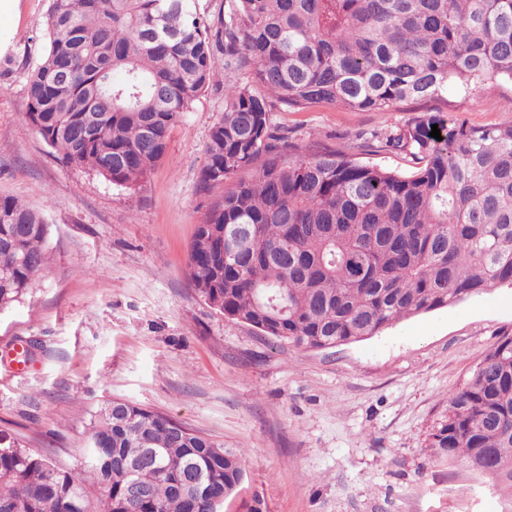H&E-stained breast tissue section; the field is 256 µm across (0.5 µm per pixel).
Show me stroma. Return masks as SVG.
Listing matches in <instances>:
<instances>
[{"mask_svg":"<svg viewBox=\"0 0 512 512\" xmlns=\"http://www.w3.org/2000/svg\"><path fill=\"white\" fill-rule=\"evenodd\" d=\"M50 4L14 0L0 16V197L39 211L49 228L45 276L0 310V436L73 468L91 413L123 399L244 450L246 475L222 512H246L256 497L267 512H501L490 480L438 455L429 435L449 395L512 334V286L323 350L225 318L188 276L189 245L214 199L199 177L223 85L172 128L142 184L67 167L25 116ZM511 96L512 85L485 82L471 97L452 90L390 112L318 105L273 120L290 141L407 174L410 156L382 139L430 111L510 125ZM20 346L32 354L14 376Z\"/></svg>","mask_w":512,"mask_h":512,"instance_id":"stroma-1","label":"stroma"}]
</instances>
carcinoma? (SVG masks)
Listing matches in <instances>:
<instances>
[{"label": "carcinoma", "instance_id": "1", "mask_svg": "<svg viewBox=\"0 0 512 512\" xmlns=\"http://www.w3.org/2000/svg\"><path fill=\"white\" fill-rule=\"evenodd\" d=\"M45 30L26 119L66 165L117 186L143 182L163 160L224 54V116L199 181L224 192L188 264L224 316L326 349L512 285V125L428 114L385 139L415 160L405 176L287 144L271 118L277 106L385 112L451 86L468 95L477 81L512 84V0H230L215 22L198 0H52ZM235 224L254 229L251 239L229 241ZM47 243L42 214L0 198V310L47 269ZM176 429L160 412L107 401L90 414L77 469L2 437L0 512H221L242 483L243 453ZM429 447L472 468L490 459L480 473L512 512V334L448 399ZM146 448L158 453L138 472L149 495L126 504V466ZM190 467L207 493L177 491Z\"/></svg>", "mask_w": 512, "mask_h": 512}]
</instances>
